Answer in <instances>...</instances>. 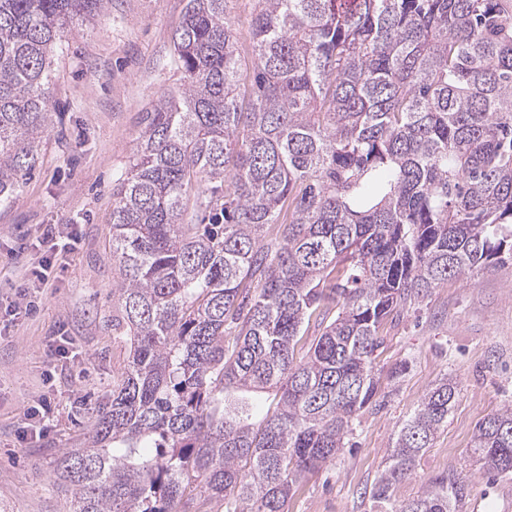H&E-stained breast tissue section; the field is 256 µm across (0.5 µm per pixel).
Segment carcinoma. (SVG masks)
I'll return each mask as SVG.
<instances>
[{
	"label": "carcinoma",
	"instance_id": "carcinoma-1",
	"mask_svg": "<svg viewBox=\"0 0 512 512\" xmlns=\"http://www.w3.org/2000/svg\"><path fill=\"white\" fill-rule=\"evenodd\" d=\"M227 2L187 0L180 87L145 112L112 186L128 356L91 445L57 458L70 512H288L374 402L381 326L512 262V0H258L250 75ZM105 5L0 0V204L38 163L49 53ZM266 388L279 398L260 417L248 393ZM457 395L448 377L429 389L376 502ZM471 454L512 472V405L479 422ZM467 495L450 474L389 512H458Z\"/></svg>",
	"mask_w": 512,
	"mask_h": 512
}]
</instances>
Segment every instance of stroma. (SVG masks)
Returning a JSON list of instances; mask_svg holds the SVG:
<instances>
[{
  "label": "stroma",
  "instance_id": "obj_1",
  "mask_svg": "<svg viewBox=\"0 0 512 512\" xmlns=\"http://www.w3.org/2000/svg\"><path fill=\"white\" fill-rule=\"evenodd\" d=\"M185 5L108 0L99 15L69 24L49 84L39 163L0 205V512H67L57 456L87 444L92 417L112 396L126 355L112 340V186L129 167L144 112L181 83L169 56ZM47 224L76 225L78 242L50 281L31 289ZM381 335L376 404L355 424L350 448L302 480L288 512H380L370 491L395 435L444 376L459 391L448 424L391 501L416 499L454 472L469 483L461 512H512V473L479 470L469 451L478 422L512 405V262L441 283ZM56 336L69 339L74 357L53 366ZM400 363L407 371L390 379ZM44 400L52 427L21 441L26 413Z\"/></svg>",
  "mask_w": 512,
  "mask_h": 512
}]
</instances>
